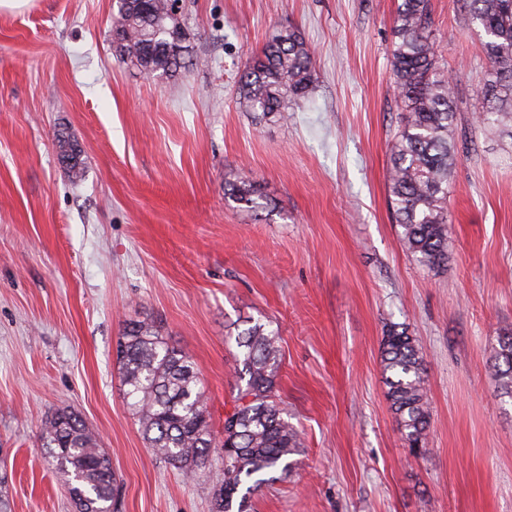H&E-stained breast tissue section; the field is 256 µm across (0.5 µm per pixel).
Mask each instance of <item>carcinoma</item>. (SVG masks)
Listing matches in <instances>:
<instances>
[{
	"label": "carcinoma",
	"mask_w": 512,
	"mask_h": 512,
	"mask_svg": "<svg viewBox=\"0 0 512 512\" xmlns=\"http://www.w3.org/2000/svg\"><path fill=\"white\" fill-rule=\"evenodd\" d=\"M463 2L485 38V110L478 122L505 126L512 120V0ZM111 32L120 59L147 74L173 77L185 67V34L171 0H116ZM393 35L401 119L390 153V205L404 248L434 269L448 262V177L457 152L450 138L455 87L436 55L429 0H401ZM316 80L307 42L299 32L285 29L247 62L240 91L253 111L286 120L289 104L305 97ZM55 146L71 179L81 180L77 142L62 130ZM225 187L232 202L260 207L254 183L227 178ZM234 342L245 385L224 414L223 468L212 512H249L252 491L268 481L269 473L290 470V456L299 448L298 431L275 392L279 337L248 320ZM497 344L491 376L501 393L512 397V331L500 334ZM381 353L391 411L409 448L420 452L429 437L421 347L406 330L393 328L383 336ZM117 363L148 448L193 477L206 466L213 444L208 398L194 362L165 342L154 325L138 320L122 330ZM41 440L52 466L67 477L77 512H114L112 461L79 416L56 411L43 423Z\"/></svg>",
	"instance_id": "obj_1"
}]
</instances>
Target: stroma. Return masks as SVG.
I'll use <instances>...</instances> for the list:
<instances>
[{
  "instance_id": "35a3bbf8",
  "label": "stroma",
  "mask_w": 512,
  "mask_h": 512,
  "mask_svg": "<svg viewBox=\"0 0 512 512\" xmlns=\"http://www.w3.org/2000/svg\"><path fill=\"white\" fill-rule=\"evenodd\" d=\"M197 64L151 77L112 47L114 0L0 12V468L11 512H75L40 437L76 412L109 454L119 512H211L222 450L188 481L156 458L124 396L122 327L155 322L209 396L213 433L241 381L225 338L280 336L277 395L296 464L254 512H512V399L488 365L512 329V135L477 121L482 36L461 0H430L455 85L448 263L420 265L389 206L400 124L391 43L400 0H179ZM318 79L285 121L242 103L244 65L278 31ZM67 129L81 181L57 158ZM253 180L263 207L224 197ZM414 336L430 439L412 455L390 409L386 329Z\"/></svg>"
}]
</instances>
